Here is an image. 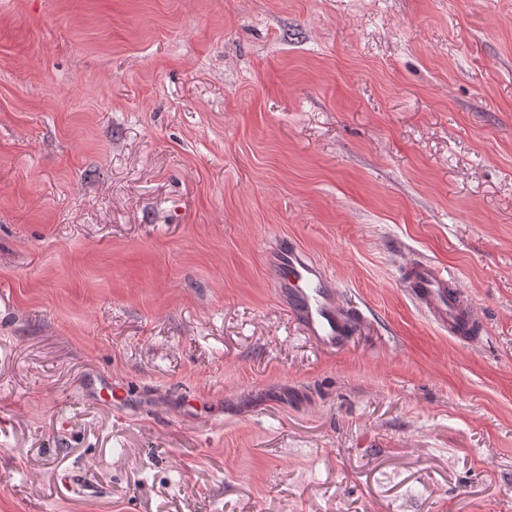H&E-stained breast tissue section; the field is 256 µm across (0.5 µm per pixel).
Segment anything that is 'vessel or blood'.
Returning <instances> with one entry per match:
<instances>
[{
  "mask_svg": "<svg viewBox=\"0 0 512 512\" xmlns=\"http://www.w3.org/2000/svg\"><path fill=\"white\" fill-rule=\"evenodd\" d=\"M276 277L302 327L321 348L344 346L350 325L330 277L296 247L277 253ZM412 297L432 321L459 341L470 343L482 332L480 318L465 293L440 267L420 261L404 272Z\"/></svg>",
  "mask_w": 512,
  "mask_h": 512,
  "instance_id": "b4317fda",
  "label": "vessel or blood"
}]
</instances>
